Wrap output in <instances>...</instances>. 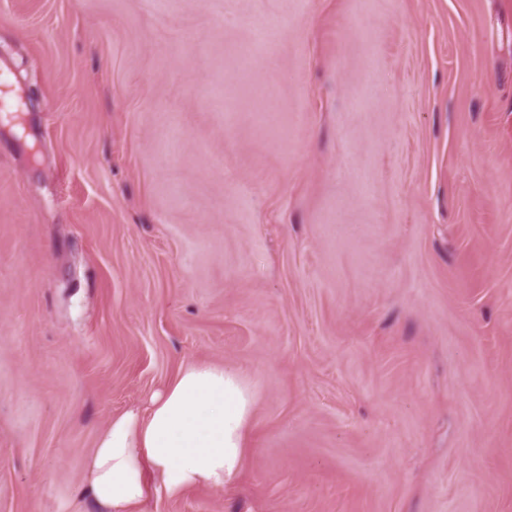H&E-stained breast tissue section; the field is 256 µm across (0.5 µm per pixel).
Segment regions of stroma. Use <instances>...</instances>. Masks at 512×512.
<instances>
[{
  "instance_id": "35a3bbf8",
  "label": "stroma",
  "mask_w": 512,
  "mask_h": 512,
  "mask_svg": "<svg viewBox=\"0 0 512 512\" xmlns=\"http://www.w3.org/2000/svg\"><path fill=\"white\" fill-rule=\"evenodd\" d=\"M0 512L251 381L146 512H512V0H0ZM253 407L242 372L184 366L145 407L112 415L98 431L83 466L93 512H141L152 491L224 488L240 471Z\"/></svg>"
}]
</instances>
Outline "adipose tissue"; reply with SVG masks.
<instances>
[{
  "label": "adipose tissue",
  "instance_id": "ef3b65f1",
  "mask_svg": "<svg viewBox=\"0 0 512 512\" xmlns=\"http://www.w3.org/2000/svg\"><path fill=\"white\" fill-rule=\"evenodd\" d=\"M254 407L246 376L184 366L146 406L114 414L83 466L94 512H140L152 492L220 489L238 475Z\"/></svg>",
  "mask_w": 512,
  "mask_h": 512
}]
</instances>
